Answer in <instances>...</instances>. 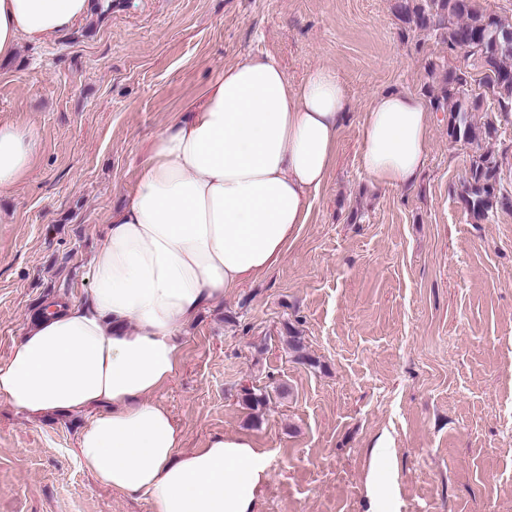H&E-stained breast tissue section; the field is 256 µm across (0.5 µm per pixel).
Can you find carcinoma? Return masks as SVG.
Returning a JSON list of instances; mask_svg holds the SVG:
<instances>
[{
    "instance_id": "cac0c4a2",
    "label": "carcinoma",
    "mask_w": 512,
    "mask_h": 512,
    "mask_svg": "<svg viewBox=\"0 0 512 512\" xmlns=\"http://www.w3.org/2000/svg\"><path fill=\"white\" fill-rule=\"evenodd\" d=\"M396 14L407 30H440L448 50L480 62L500 111L512 112V23L484 9L478 0H397ZM467 83V71L447 70L439 91L429 94V105L435 112L448 113L452 141L478 144L492 138L497 128L491 122L481 129L472 124L469 114L477 104L464 96ZM458 198L477 222L498 209L512 211V197L499 188V163L493 152L486 150L473 158Z\"/></svg>"
}]
</instances>
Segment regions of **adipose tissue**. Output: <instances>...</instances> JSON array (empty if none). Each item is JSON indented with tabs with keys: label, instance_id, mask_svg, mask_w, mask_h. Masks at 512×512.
<instances>
[{
	"label": "adipose tissue",
	"instance_id": "adipose-tissue-1",
	"mask_svg": "<svg viewBox=\"0 0 512 512\" xmlns=\"http://www.w3.org/2000/svg\"><path fill=\"white\" fill-rule=\"evenodd\" d=\"M92 0H0V59L83 21ZM326 67L292 83L255 54L227 66L153 137L137 185L112 213L84 301L38 313L5 362L0 400L33 415L89 413L78 459L100 483L148 498L153 512H256L269 454L246 435L183 450L155 402L181 365L198 314L271 270L307 223L347 118ZM360 165L383 188L415 185L431 114L417 95H375L362 115ZM37 131L0 122V193L32 168Z\"/></svg>",
	"mask_w": 512,
	"mask_h": 512
}]
</instances>
